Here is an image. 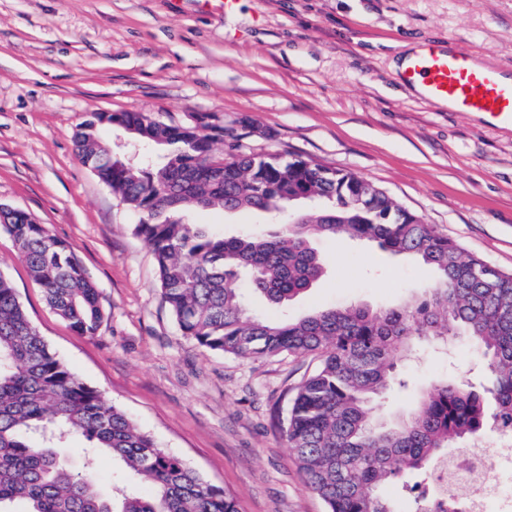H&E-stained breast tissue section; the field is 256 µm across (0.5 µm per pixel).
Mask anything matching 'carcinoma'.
<instances>
[{"label": "carcinoma", "instance_id": "carcinoma-1", "mask_svg": "<svg viewBox=\"0 0 512 512\" xmlns=\"http://www.w3.org/2000/svg\"><path fill=\"white\" fill-rule=\"evenodd\" d=\"M116 126L160 147L156 165L131 162L98 138ZM207 114L186 124L149 112H99L78 131L81 161L139 215L136 235L152 247L162 298L181 335L197 346L241 358L313 356L318 367L295 389L279 428L305 484L327 512H396L379 491L413 474L438 473L448 458L475 446L486 430H512V273L465 256L384 192L363 206V179L294 156L255 153ZM314 206L300 223L274 232L225 237L189 224L190 210L276 211L300 194ZM48 304L77 334L96 336L103 320L97 288L70 245L29 213L0 211ZM339 235L411 256L435 274L418 302L372 310L362 305L315 310L295 320L250 312L243 289L281 308L325 275L315 247ZM464 336L487 369L475 388L437 382L388 425L370 404L397 382L395 354L415 342ZM84 437L75 468L58 448ZM112 456L150 485L144 498L118 482L103 486L96 457ZM0 512H239L235 497L161 448L123 410L80 381L32 323L12 283L0 275Z\"/></svg>", "mask_w": 512, "mask_h": 512}]
</instances>
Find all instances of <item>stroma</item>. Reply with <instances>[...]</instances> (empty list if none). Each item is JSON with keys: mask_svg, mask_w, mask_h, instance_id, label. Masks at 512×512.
Wrapping results in <instances>:
<instances>
[{"mask_svg": "<svg viewBox=\"0 0 512 512\" xmlns=\"http://www.w3.org/2000/svg\"><path fill=\"white\" fill-rule=\"evenodd\" d=\"M453 42L512 72V0H0V205L69 243L99 292L97 336L46 303L11 236L0 274L57 356L159 446L238 501L240 512H326L277 422L311 358L247 360L202 349L164 305L137 215L78 159L94 112L165 122L208 114L247 149L276 151L373 182L465 254L512 272V126L448 111L398 82L409 48ZM227 236L262 215L202 210ZM327 273L289 318L332 304L379 310L421 297L434 276L373 243L319 241ZM404 390L374 404L389 419L428 385L485 375L463 337L417 345L397 363Z\"/></svg>", "mask_w": 512, "mask_h": 512, "instance_id": "obj_1", "label": "stroma"}]
</instances>
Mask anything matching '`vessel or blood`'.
Masks as SVG:
<instances>
[{"mask_svg":"<svg viewBox=\"0 0 512 512\" xmlns=\"http://www.w3.org/2000/svg\"><path fill=\"white\" fill-rule=\"evenodd\" d=\"M401 84L421 85L423 96L452 112L483 114L512 124V77L477 63L466 49L441 43L423 45L398 75Z\"/></svg>","mask_w":512,"mask_h":512,"instance_id":"b4317fda","label":"vessel or blood"}]
</instances>
